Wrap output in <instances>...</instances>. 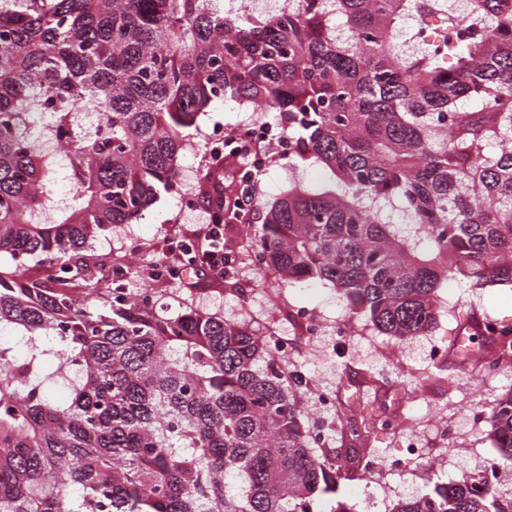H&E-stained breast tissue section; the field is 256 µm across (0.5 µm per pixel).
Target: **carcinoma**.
<instances>
[{"instance_id":"cac0c4a2","label":"carcinoma","mask_w":512,"mask_h":512,"mask_svg":"<svg viewBox=\"0 0 512 512\" xmlns=\"http://www.w3.org/2000/svg\"><path fill=\"white\" fill-rule=\"evenodd\" d=\"M216 2L0 0V334L27 348L0 341V512H314L317 495L358 512L337 495L375 458L354 409L336 402L350 448L316 447L308 383L266 333L146 303L88 246L170 190L226 99L282 113L294 158L326 174L246 212L223 164L195 186L218 224L262 213L277 297L322 282L404 341L437 327L444 284L512 286V0ZM428 16L434 35L396 37ZM60 171L72 202L52 194ZM237 263L216 288L236 289ZM467 340L482 373L512 364L489 322ZM485 422L490 470L389 512H512V389Z\"/></svg>"}]
</instances>
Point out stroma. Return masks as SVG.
Instances as JSON below:
<instances>
[{
    "instance_id": "1",
    "label": "stroma",
    "mask_w": 512,
    "mask_h": 512,
    "mask_svg": "<svg viewBox=\"0 0 512 512\" xmlns=\"http://www.w3.org/2000/svg\"><path fill=\"white\" fill-rule=\"evenodd\" d=\"M246 118L235 102L216 105L192 131L193 145L183 155L175 189L161 193L137 222L113 228L111 234L94 242L95 251L105 259L116 256L129 259L130 289L136 291L145 286L147 266L164 259L175 236L192 237L194 230L204 223L207 217L204 208L184 213L178 202L197 182L202 151L211 131L217 127L232 130ZM317 177L314 169L280 159L261 174L260 192L271 200L287 187L289 180L312 182ZM207 280V275L196 271L169 283L170 293L177 296L175 302L169 303V312H176L179 303L184 302L224 315L228 320L256 321L279 332L291 333L285 316L274 308L268 286L260 282L249 263L240 265L238 291L210 289ZM283 295L292 306L312 310L326 327L347 318L344 305L331 286L319 282L298 283L285 288ZM441 296L439 322L428 336L399 344L359 325L341 346L330 335L313 342L302 337L296 340L293 359L297 369L308 375L316 387L335 392L348 404H377L382 399L381 390L364 381L365 374H376L392 380L397 392L392 409L397 418L410 422L406 428L371 431L370 445L388 467L372 484L362 481L342 484V491L354 499L358 512H368L373 504L379 512H386L392 500L424 493L437 483L456 481L467 462L480 464L496 454L487 423L470 425L467 415L474 407L487 409L500 392L512 388V367L502 368L497 375L487 378L453 358L428 360L423 351L432 343L448 345L454 338L457 321L463 319L489 317L512 323V288H472L452 282L443 288ZM445 424L456 429L452 439L446 442L439 436ZM412 435L419 436L425 445L423 458L404 455L405 442Z\"/></svg>"
}]
</instances>
